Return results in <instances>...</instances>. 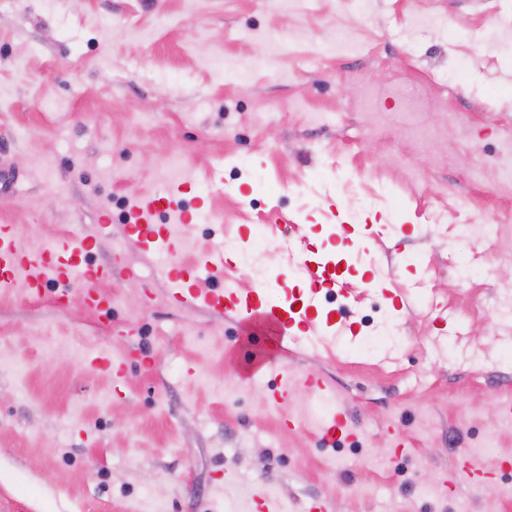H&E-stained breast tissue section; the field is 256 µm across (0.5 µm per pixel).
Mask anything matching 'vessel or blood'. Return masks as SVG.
<instances>
[{"instance_id": "obj_1", "label": "vessel or blood", "mask_w": 512, "mask_h": 512, "mask_svg": "<svg viewBox=\"0 0 512 512\" xmlns=\"http://www.w3.org/2000/svg\"><path fill=\"white\" fill-rule=\"evenodd\" d=\"M184 207L176 194L145 195L132 206L126 235L142 256L147 259L176 251L179 240L171 225L161 223L165 212L183 213ZM106 225H98L95 235L104 234ZM95 235L76 238L63 246L40 252L22 249L12 226L0 225V288L11 287L18 277H25L33 293H41L49 282H61L79 274V284L86 304L101 312L108 311L112 298L100 293L98 283L107 277L104 269H82L81 259L94 242ZM302 272L300 287H262L243 290L232 286L210 287V280L224 269V253L216 250L202 254L189 265L169 263L161 267L159 281L166 286L165 297L181 309L205 310L235 320L242 330L261 331L274 337L278 353L300 342L311 346L326 343L336 335L332 318H320L322 290L338 286L340 277L329 264L305 257L299 262ZM274 375L275 386L270 393L273 403L287 402L294 389L331 400V386L326 378L315 372L296 373L287 365H275L266 357L253 358L245 367L243 378L254 382ZM317 434L323 445L335 447L337 441L355 439L357 433L349 423L345 410L335 407L324 411L317 424Z\"/></svg>"}]
</instances>
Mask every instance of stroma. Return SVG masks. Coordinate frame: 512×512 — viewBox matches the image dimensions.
I'll return each mask as SVG.
<instances>
[{
    "label": "stroma",
    "mask_w": 512,
    "mask_h": 512,
    "mask_svg": "<svg viewBox=\"0 0 512 512\" xmlns=\"http://www.w3.org/2000/svg\"><path fill=\"white\" fill-rule=\"evenodd\" d=\"M510 23L512 0H0V225L38 252L107 224L85 262L112 271L106 315L22 280L0 291V512H249L259 490L278 512L312 498L329 512H512V317L498 315L512 187L495 168L512 140V39L494 36ZM342 26L358 43L345 56ZM173 153L184 179L158 168ZM182 181L177 263L232 236L221 282L253 287L242 256L257 251L287 285L301 226L340 258L345 285L323 299L336 349L292 350L288 366L320 373L350 413L365 446L345 461L321 447L302 390L276 406L266 383L242 382L269 340L155 289L128 205ZM464 224L505 232L492 247ZM385 324L406 347L364 353ZM99 352L129 355L122 393L89 364ZM486 437L495 459L476 451Z\"/></svg>",
    "instance_id": "obj_1"
}]
</instances>
